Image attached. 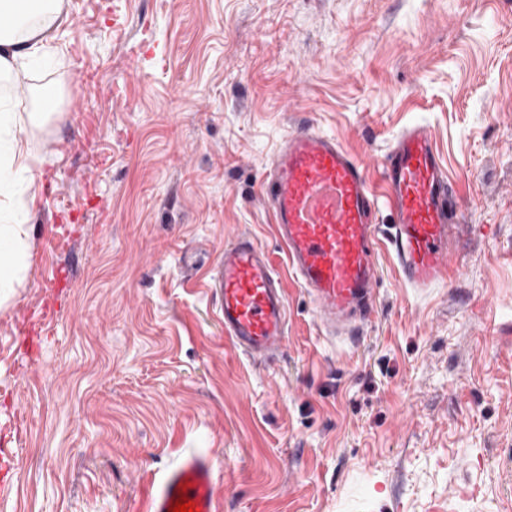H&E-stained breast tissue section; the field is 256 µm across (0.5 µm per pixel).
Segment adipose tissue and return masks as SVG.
Returning a JSON list of instances; mask_svg holds the SVG:
<instances>
[{"label":"adipose tissue","instance_id":"ef3b65f1","mask_svg":"<svg viewBox=\"0 0 512 512\" xmlns=\"http://www.w3.org/2000/svg\"><path fill=\"white\" fill-rule=\"evenodd\" d=\"M65 20L63 0H0V82L22 75L30 62L54 52ZM60 97L56 86L38 89L35 111L22 119L13 103L0 96V288L19 283L29 257L27 217L41 160L28 153L26 140L45 131Z\"/></svg>","mask_w":512,"mask_h":512}]
</instances>
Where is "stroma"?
I'll list each match as a JSON object with an SVG mask.
<instances>
[{
    "mask_svg": "<svg viewBox=\"0 0 512 512\" xmlns=\"http://www.w3.org/2000/svg\"><path fill=\"white\" fill-rule=\"evenodd\" d=\"M58 58L8 93L71 92L30 257L0 303V512H146L188 451L221 512H512V0H64ZM368 163L421 122L459 223L446 284L389 255L358 342L285 283L273 367L224 337L201 281L249 231L298 113Z\"/></svg>",
    "mask_w": 512,
    "mask_h": 512,
    "instance_id": "stroma-1",
    "label": "stroma"
}]
</instances>
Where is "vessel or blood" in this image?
<instances>
[{
	"instance_id": "1",
	"label": "vessel or blood",
	"mask_w": 512,
	"mask_h": 512,
	"mask_svg": "<svg viewBox=\"0 0 512 512\" xmlns=\"http://www.w3.org/2000/svg\"><path fill=\"white\" fill-rule=\"evenodd\" d=\"M381 176L378 192L369 185L366 161L308 120L289 132L270 163L264 197L276 239L314 320L331 338L358 337L370 322L381 254L391 255L408 287L426 290L448 280L457 208L425 126H409L397 136ZM385 208L392 212L387 224L379 221ZM205 286L224 337L237 351L261 364L283 353V278L250 233L225 242ZM183 495L194 512H217L209 452H189L166 470L151 487L149 512H169Z\"/></svg>"
}]
</instances>
